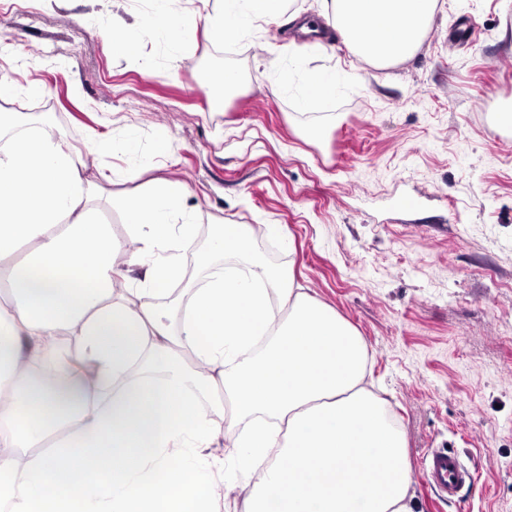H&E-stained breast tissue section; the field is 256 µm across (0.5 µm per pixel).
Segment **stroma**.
<instances>
[{
    "label": "stroma",
    "instance_id": "stroma-1",
    "mask_svg": "<svg viewBox=\"0 0 512 512\" xmlns=\"http://www.w3.org/2000/svg\"><path fill=\"white\" fill-rule=\"evenodd\" d=\"M153 9L0 0V113L18 134L39 121L61 133L120 242L129 196L185 184L184 287L234 258L214 225H279L256 237L258 256L362 338L418 512H512V126L496 121L512 104V0H439L420 48L388 65L341 35L299 33V19L328 23L324 0H288L235 41L202 26L180 46L141 39ZM116 21L123 53L106 36ZM466 23L474 35L458 40ZM326 68L335 92L304 104L302 74ZM225 71L235 83L218 100L205 78ZM433 448L473 476L439 504L422 468Z\"/></svg>",
    "mask_w": 512,
    "mask_h": 512
}]
</instances>
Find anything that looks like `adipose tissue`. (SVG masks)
Instances as JSON below:
<instances>
[{
    "label": "adipose tissue",
    "instance_id": "1",
    "mask_svg": "<svg viewBox=\"0 0 512 512\" xmlns=\"http://www.w3.org/2000/svg\"><path fill=\"white\" fill-rule=\"evenodd\" d=\"M201 20L186 0H155L154 41L215 39L279 17L286 0H218ZM438 0H329L349 48L388 63L412 55ZM83 165L49 127L0 146V512H216L232 486L213 414L248 420L236 464L252 474L249 512H417L404 444L366 386L367 351L330 308L255 255V235L219 224L236 266L189 289L173 323L151 302L183 270L195 236L184 184L126 203L144 267L129 287L124 252L95 221ZM72 332L76 348L62 342ZM230 386V405L210 402Z\"/></svg>",
    "mask_w": 512,
    "mask_h": 512
}]
</instances>
